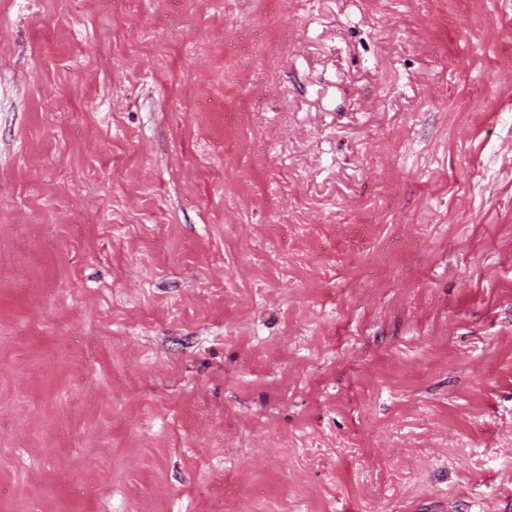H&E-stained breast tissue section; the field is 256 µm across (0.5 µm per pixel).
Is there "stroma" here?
<instances>
[{"instance_id":"1","label":"stroma","mask_w":512,"mask_h":512,"mask_svg":"<svg viewBox=\"0 0 512 512\" xmlns=\"http://www.w3.org/2000/svg\"><path fill=\"white\" fill-rule=\"evenodd\" d=\"M512 0H0V512H506Z\"/></svg>"}]
</instances>
